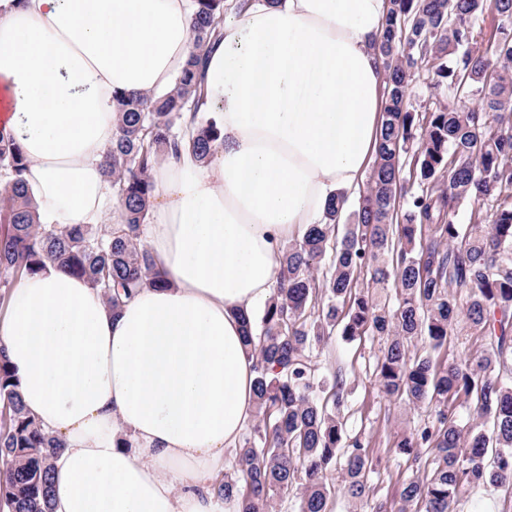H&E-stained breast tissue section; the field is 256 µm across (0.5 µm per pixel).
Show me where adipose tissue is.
Returning <instances> with one entry per match:
<instances>
[{
    "instance_id": "1",
    "label": "adipose tissue",
    "mask_w": 512,
    "mask_h": 512,
    "mask_svg": "<svg viewBox=\"0 0 512 512\" xmlns=\"http://www.w3.org/2000/svg\"><path fill=\"white\" fill-rule=\"evenodd\" d=\"M389 0H249L208 53V162L153 171L145 244L166 285L120 313L54 267L23 276L0 346L25 410L65 448L54 512H239L209 490L253 423L241 316L282 250L357 191L375 154ZM193 0H0V133L28 159L43 224H101L116 100L171 92L194 49Z\"/></svg>"
}]
</instances>
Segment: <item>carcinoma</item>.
I'll use <instances>...</instances> for the list:
<instances>
[{
  "mask_svg": "<svg viewBox=\"0 0 512 512\" xmlns=\"http://www.w3.org/2000/svg\"><path fill=\"white\" fill-rule=\"evenodd\" d=\"M377 50L386 74L378 146L358 207L333 194L323 221L288 242L279 281L259 313L241 317L255 359L256 421L234 452L233 473L211 486L237 495L240 512H271L296 491V512H332L341 496L370 512L377 459L345 429L350 386L319 373L314 352L335 336L380 339L374 369L389 397L435 412L392 452L429 473L404 483L413 512H455L462 490H512V0H496V33L483 36L487 0H389ZM194 51L173 92L117 103V134L104 162L120 223L48 225L37 220L24 180L28 160L0 136V299L15 280L47 265L86 278L112 312L145 286L162 287L142 236L154 192L152 169L188 146L207 162L221 130L208 118L186 135L184 116L203 100L204 52L220 40L225 0H195ZM432 72L429 107L413 112L408 91ZM471 205L469 223L456 210ZM465 316L489 349L441 365L432 353ZM471 409L465 425L454 403ZM64 443L24 409L0 349V506L53 512V460ZM340 467V483L328 474Z\"/></svg>",
  "mask_w": 512,
  "mask_h": 512,
  "instance_id": "1",
  "label": "carcinoma"
}]
</instances>
